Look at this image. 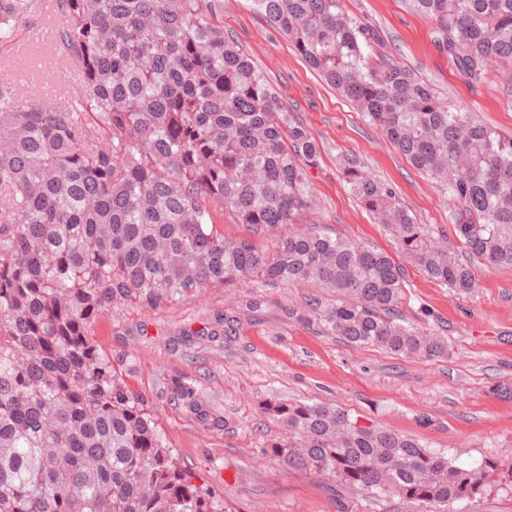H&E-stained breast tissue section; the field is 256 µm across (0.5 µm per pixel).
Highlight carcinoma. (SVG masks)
<instances>
[{
  "label": "carcinoma",
  "instance_id": "cac0c4a2",
  "mask_svg": "<svg viewBox=\"0 0 512 512\" xmlns=\"http://www.w3.org/2000/svg\"><path fill=\"white\" fill-rule=\"evenodd\" d=\"M293 49L457 207L468 259L440 245L355 156L341 173L398 251L428 279L469 294L473 262L512 267V136L426 79L373 57L374 36L342 0H252ZM470 82L507 69L512 0H409ZM56 42L79 87L59 101L0 78V512H230L182 466L155 415L94 339L112 304L154 308L227 283L307 282L333 293L308 315L331 335L406 359L448 356V339L404 318L403 266L318 227L307 169L318 149L276 90L215 22L214 0H56ZM39 9L0 0V43ZM252 232L228 239L213 214ZM278 226L288 233L259 240ZM237 319L218 314L209 336ZM171 404L219 424L195 387ZM287 430L285 467L425 507L470 500L494 460L455 464L413 435L325 403H268Z\"/></svg>",
  "mask_w": 512,
  "mask_h": 512
}]
</instances>
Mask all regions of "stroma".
I'll return each instance as SVG.
<instances>
[{
  "label": "stroma",
  "mask_w": 512,
  "mask_h": 512,
  "mask_svg": "<svg viewBox=\"0 0 512 512\" xmlns=\"http://www.w3.org/2000/svg\"><path fill=\"white\" fill-rule=\"evenodd\" d=\"M360 23L374 27L375 53L415 70L512 135V97L500 71L467 82L433 41V23L407 0H344ZM224 33L263 69L293 118L318 142L321 158L309 168L313 207L307 224H322L396 254L382 224L353 197L340 160L356 155L399 202L426 224L441 245L457 244L453 204L388 142L364 113L338 96L272 29L251 0H219ZM59 25L43 8L0 44V74H11L16 53L38 56L43 78L34 92L51 99L75 84L55 42L38 35L43 23ZM409 300L404 314L442 331L448 356L434 361L400 358L321 332L302 318L310 299L332 295L312 285L257 282L207 289L199 298L156 309L120 305L103 312L94 337L129 388L159 419L181 463L213 487L232 512H415L399 499L345 487L304 469H288L265 451L283 438V426L265 413L269 402L335 404L389 429L424 439L450 460L473 464L488 458L512 466V398L496 395L512 384V268L476 265L479 286L462 294L406 266ZM259 302L250 311V302ZM238 317L236 336L212 338L215 314ZM196 388L222 425L206 426L171 405L172 383Z\"/></svg>",
  "instance_id": "stroma-1"
}]
</instances>
